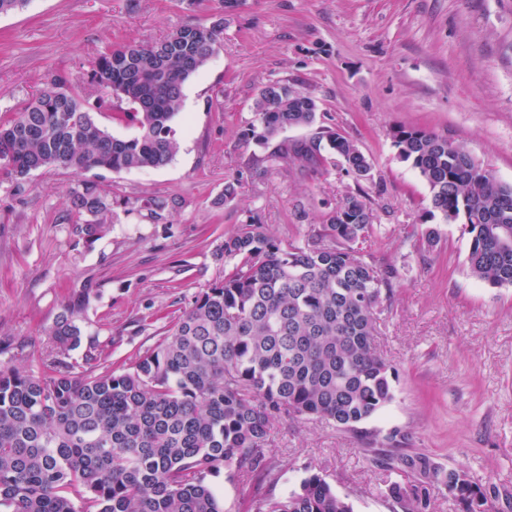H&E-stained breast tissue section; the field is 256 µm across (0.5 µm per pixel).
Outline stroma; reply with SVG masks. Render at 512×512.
Masks as SVG:
<instances>
[{"instance_id":"stroma-1","label":"stroma","mask_w":512,"mask_h":512,"mask_svg":"<svg viewBox=\"0 0 512 512\" xmlns=\"http://www.w3.org/2000/svg\"><path fill=\"white\" fill-rule=\"evenodd\" d=\"M219 19V49L184 87L170 164L39 170L20 188L0 175V363L35 367L63 302L87 283L94 293L80 349L104 347L121 368L222 274L215 254L238 225L256 219L273 236L298 239L319 229L353 181L332 166L279 168L269 159L275 142L242 139L259 88L285 83L311 96L318 112L282 139L341 131L383 184L365 251L399 272L376 337L398 378L369 429H400L408 451L494 483V512H512V287L470 276L462 225H442L438 244H423L429 189L389 136L399 125L446 136L512 184V0H29L0 15V117L19 111L51 75L85 78L107 47ZM86 179L115 202L111 224L91 244L65 220L72 190ZM234 179L237 197L221 205ZM151 198L169 205L150 213L142 204ZM267 456L276 485L240 482L229 468L212 476L224 512H247L312 473L354 512H404L384 487L413 482L381 467L359 437L321 422L276 419Z\"/></svg>"}]
</instances>
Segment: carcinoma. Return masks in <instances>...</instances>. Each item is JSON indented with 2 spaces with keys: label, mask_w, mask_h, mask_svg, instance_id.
Instances as JSON below:
<instances>
[{
  "label": "carcinoma",
  "mask_w": 512,
  "mask_h": 512,
  "mask_svg": "<svg viewBox=\"0 0 512 512\" xmlns=\"http://www.w3.org/2000/svg\"><path fill=\"white\" fill-rule=\"evenodd\" d=\"M223 23L185 24L152 44L101 53L90 83L95 98L56 74L13 117L0 121V172L22 188L38 170L133 171L167 166L177 151L175 118L183 87L219 48ZM313 98L286 83L259 89L245 140L267 143L311 125ZM132 129L117 136L97 119ZM398 156L430 191L429 218L461 224L470 237V275L512 286V185L463 144L423 129L395 128ZM355 184L381 189L373 166L340 131L280 142L271 161L300 169L328 162ZM112 198L86 182L72 192L76 233L93 242L112 215ZM377 231L371 196L346 194L308 238H274L242 224L224 240V274L199 292L167 336L129 365L101 367L108 354L69 361L82 343L79 317L93 289L73 291L41 353L45 371L0 364V509L3 512H224L208 477L228 466L239 480L274 481L264 448L272 421L315 418L367 446L396 448L365 424L394 399V367L376 344L378 312L391 300L397 270L370 260L363 244ZM396 460L419 479L386 494L409 512H428L442 485L464 512H492L499 490L446 470L422 454ZM256 512H353L318 474L259 503Z\"/></svg>",
  "instance_id": "obj_1"
}]
</instances>
